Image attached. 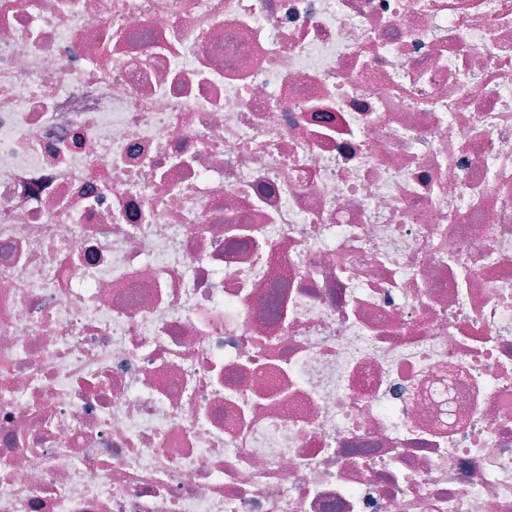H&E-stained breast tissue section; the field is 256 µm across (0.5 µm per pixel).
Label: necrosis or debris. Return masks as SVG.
<instances>
[{
	"label": "necrosis or debris",
	"instance_id": "obj_1",
	"mask_svg": "<svg viewBox=\"0 0 512 512\" xmlns=\"http://www.w3.org/2000/svg\"><path fill=\"white\" fill-rule=\"evenodd\" d=\"M0 512H512V0H0Z\"/></svg>",
	"mask_w": 512,
	"mask_h": 512
}]
</instances>
